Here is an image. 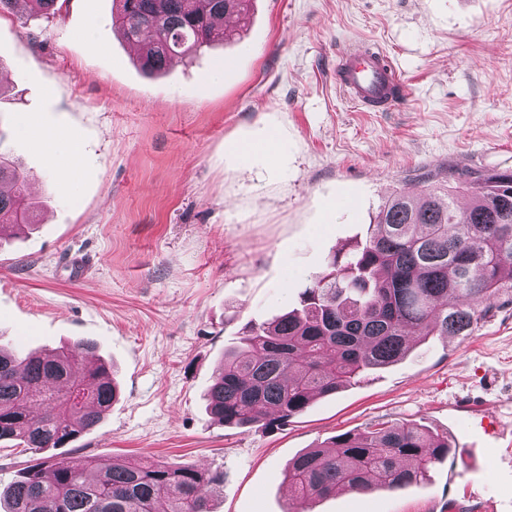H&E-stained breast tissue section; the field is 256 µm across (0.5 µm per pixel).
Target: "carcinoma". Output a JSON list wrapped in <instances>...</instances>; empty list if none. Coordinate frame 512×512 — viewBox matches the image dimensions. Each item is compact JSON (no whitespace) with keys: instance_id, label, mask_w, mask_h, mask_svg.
Returning a JSON list of instances; mask_svg holds the SVG:
<instances>
[{"instance_id":"cac0c4a2","label":"carcinoma","mask_w":512,"mask_h":512,"mask_svg":"<svg viewBox=\"0 0 512 512\" xmlns=\"http://www.w3.org/2000/svg\"><path fill=\"white\" fill-rule=\"evenodd\" d=\"M115 24L139 47L140 68L162 74L174 57L224 40V15L248 0H112ZM0 240L33 223L29 178L0 152ZM472 193L465 210L460 190ZM512 295V170L467 171L417 198L384 199L365 240L311 278L300 306L244 328L204 394L224 426L268 430L318 397L401 361L410 334L465 338ZM96 341L53 354L18 353L0 341V441L66 448L95 427L119 396L106 367L85 361ZM38 406L42 412L35 414ZM452 451L448 437L413 422L346 433L288 462L296 507L339 491L404 493L422 487ZM224 473L162 461L112 462L52 455L0 487V512H213L208 488Z\"/></svg>"}]
</instances>
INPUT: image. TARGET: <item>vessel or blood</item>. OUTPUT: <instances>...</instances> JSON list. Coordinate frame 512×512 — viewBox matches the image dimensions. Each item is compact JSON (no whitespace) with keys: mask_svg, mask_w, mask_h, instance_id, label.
Listing matches in <instances>:
<instances>
[{"mask_svg":"<svg viewBox=\"0 0 512 512\" xmlns=\"http://www.w3.org/2000/svg\"><path fill=\"white\" fill-rule=\"evenodd\" d=\"M336 76L350 99L369 112L385 111L407 94L390 59L366 47H354L341 54Z\"/></svg>","mask_w":512,"mask_h":512,"instance_id":"obj_1","label":"vessel or blood"}]
</instances>
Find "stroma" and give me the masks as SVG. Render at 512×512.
Returning a JSON list of instances; mask_svg holds the SVG:
<instances>
[{
	"instance_id": "stroma-1",
	"label": "stroma",
	"mask_w": 512,
	"mask_h": 512,
	"mask_svg": "<svg viewBox=\"0 0 512 512\" xmlns=\"http://www.w3.org/2000/svg\"><path fill=\"white\" fill-rule=\"evenodd\" d=\"M231 25L149 78L112 0L0 14V152L38 214L0 241V335L19 352L95 340L121 388L69 456L205 465L224 474L214 512H286L299 453L412 421L457 449L423 489L339 493L311 512H512V296L472 336L413 343L280 429L221 426L203 400L243 327L294 306L390 193L512 169V0H252ZM355 45L382 51L409 98L351 103L336 59ZM227 55L235 67L211 78ZM33 123L76 134L72 170L23 134Z\"/></svg>"
}]
</instances>
